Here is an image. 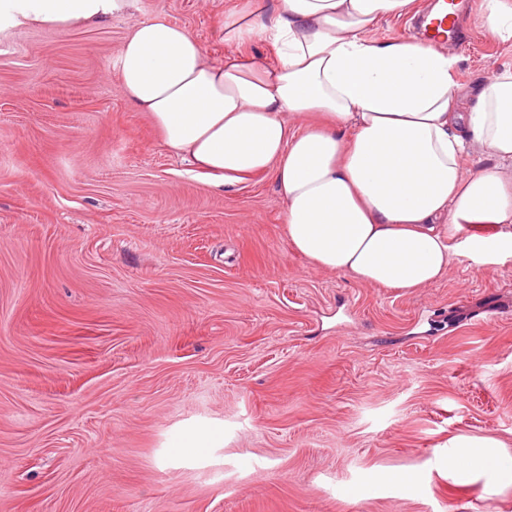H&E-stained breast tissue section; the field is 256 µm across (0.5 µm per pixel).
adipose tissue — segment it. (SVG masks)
<instances>
[{"label":"adipose tissue","instance_id":"obj_1","mask_svg":"<svg viewBox=\"0 0 512 512\" xmlns=\"http://www.w3.org/2000/svg\"><path fill=\"white\" fill-rule=\"evenodd\" d=\"M132 0H0V35L65 33L110 21ZM415 0H256L224 17V40L268 41L260 57L210 59L185 27H130L118 56L122 91L165 145L218 187L273 172L290 245L316 267L413 291L444 277L457 253L486 266L512 254V70L464 94L458 56L421 40L366 32L415 13ZM495 163L467 175L473 147ZM493 241L452 244L462 225ZM459 485L512 488V450L492 436H457L444 461Z\"/></svg>","mask_w":512,"mask_h":512}]
</instances>
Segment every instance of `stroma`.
Listing matches in <instances>:
<instances>
[{"instance_id": "obj_1", "label": "stroma", "mask_w": 512, "mask_h": 512, "mask_svg": "<svg viewBox=\"0 0 512 512\" xmlns=\"http://www.w3.org/2000/svg\"><path fill=\"white\" fill-rule=\"evenodd\" d=\"M243 3L0 36V512H512L438 466L457 435L512 449V256L411 292L318 269L272 177L215 188L122 94L141 21L270 55L225 43ZM444 49L467 89L512 68L483 0ZM198 421L223 447L179 455Z\"/></svg>"}]
</instances>
